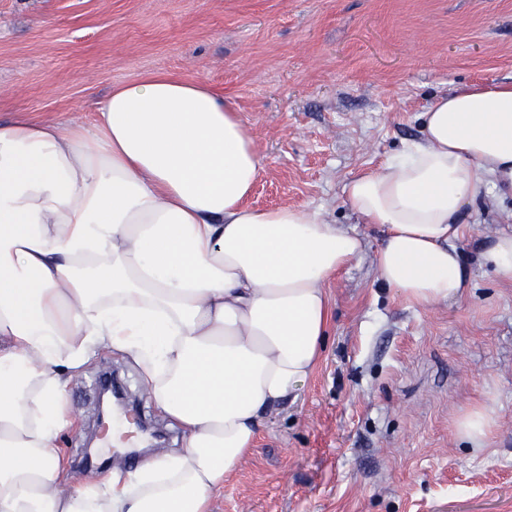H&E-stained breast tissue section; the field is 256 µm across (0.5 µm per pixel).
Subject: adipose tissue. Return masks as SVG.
I'll return each instance as SVG.
<instances>
[{
	"instance_id": "ef3b65f1",
	"label": "adipose tissue",
	"mask_w": 512,
	"mask_h": 512,
	"mask_svg": "<svg viewBox=\"0 0 512 512\" xmlns=\"http://www.w3.org/2000/svg\"><path fill=\"white\" fill-rule=\"evenodd\" d=\"M419 140L346 180L381 281L460 297L461 218L512 189V82L438 96ZM263 163L233 102L148 71L92 125L0 121V512H207L266 415L317 367L330 280L364 249L311 205H247ZM136 368L178 450L63 491L68 390L100 350Z\"/></svg>"
}]
</instances>
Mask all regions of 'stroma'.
I'll return each mask as SVG.
<instances>
[{"instance_id":"1","label":"stroma","mask_w":512,"mask_h":512,"mask_svg":"<svg viewBox=\"0 0 512 512\" xmlns=\"http://www.w3.org/2000/svg\"><path fill=\"white\" fill-rule=\"evenodd\" d=\"M146 71L204 81L240 113L262 158L257 207L313 204L364 252L330 282L325 350L273 412L210 512H512V282L476 260L512 232V194L463 217L468 286L419 308L378 278V230L341 204L345 181L418 138L434 97L512 81V0H0V120L91 124L113 83ZM118 372L141 444L108 467L177 447L132 366L104 352L70 387L66 489L90 476L94 378ZM486 406L475 448L457 418ZM456 430L475 448H483L494 434L495 421L484 407L474 406L457 419Z\"/></svg>"}]
</instances>
